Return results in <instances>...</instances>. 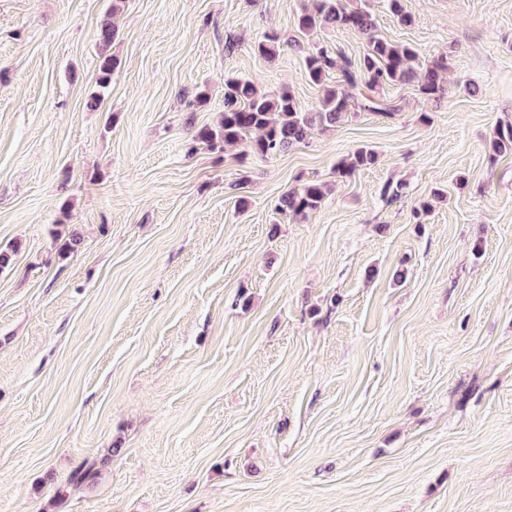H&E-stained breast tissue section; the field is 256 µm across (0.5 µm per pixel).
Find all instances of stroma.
<instances>
[{"label": "stroma", "instance_id": "35a3bbf8", "mask_svg": "<svg viewBox=\"0 0 512 512\" xmlns=\"http://www.w3.org/2000/svg\"><path fill=\"white\" fill-rule=\"evenodd\" d=\"M306 2L0 0V512H512V0H403L408 27L367 0L447 58L438 102L385 88L394 116L274 158L194 142L226 79L311 109L295 44L362 55ZM115 35L116 29L112 24L111 17L108 16L101 24L99 31L98 70L95 82L97 90L91 95V107H96L101 101L105 89L109 87L112 80V72L118 67L117 58L109 53ZM490 158L493 162L498 157L512 152V123L501 125L495 131L494 138L490 144ZM377 161V154L367 146H361L343 158L336 169L340 177H349L356 170L371 166ZM325 194V186L322 183L310 181L301 188H293L285 193L276 206V211L294 220L305 219L321 205Z\"/></svg>", "mask_w": 512, "mask_h": 512}]
</instances>
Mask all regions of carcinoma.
Wrapping results in <instances>:
<instances>
[{
	"label": "carcinoma",
	"mask_w": 512,
	"mask_h": 512,
	"mask_svg": "<svg viewBox=\"0 0 512 512\" xmlns=\"http://www.w3.org/2000/svg\"><path fill=\"white\" fill-rule=\"evenodd\" d=\"M392 18L400 25L412 24L402 0H386ZM298 31L304 35L325 27H339L356 31L366 37V49L356 60L333 57L324 46H298L303 54L304 76L312 84L320 85L331 69L342 72L344 85L325 87L318 105L309 110L299 108L293 96L282 91L267 94L249 80L228 79L224 83V112L215 128L203 127L196 139L215 149L229 144H245L262 157H276L290 148L303 144L317 128L335 127L364 108L352 90L362 86L376 93L386 87L410 82L417 83L425 98L437 102L444 88L441 73L445 65L435 62L422 75L412 68L417 50L410 44H395L384 38L378 29V20L360 0H311L296 19ZM116 29L111 18H106L99 31L98 70L96 92L90 106H97L110 85L112 72L118 67L117 58L109 53ZM277 37L267 35L254 44L255 51L271 58L276 54ZM512 152V123L501 125L490 144L491 160ZM377 161L375 151L361 146L343 158L336 169L341 177H349L356 170ZM325 186L310 181L298 189L285 193L276 211L294 220H301L316 210L324 200Z\"/></svg>",
	"instance_id": "cac0c4a2"
}]
</instances>
